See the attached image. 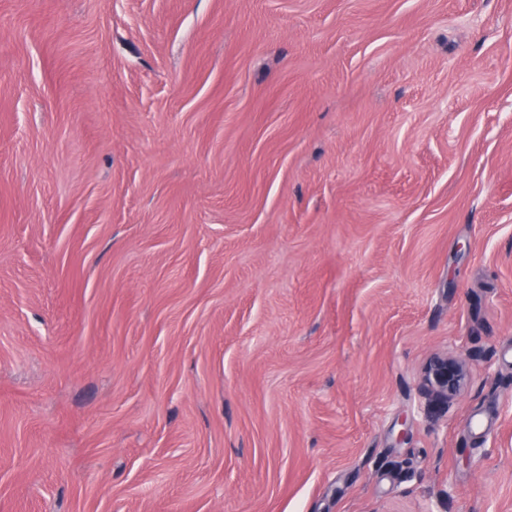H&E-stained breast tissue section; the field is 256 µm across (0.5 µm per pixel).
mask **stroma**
<instances>
[{
    "mask_svg": "<svg viewBox=\"0 0 512 512\" xmlns=\"http://www.w3.org/2000/svg\"><path fill=\"white\" fill-rule=\"evenodd\" d=\"M0 512H512V0H0ZM469 377V369L462 360L448 354H435L423 369L419 391L449 403L465 389Z\"/></svg>",
    "mask_w": 512,
    "mask_h": 512,
    "instance_id": "obj_1",
    "label": "stroma"
}]
</instances>
